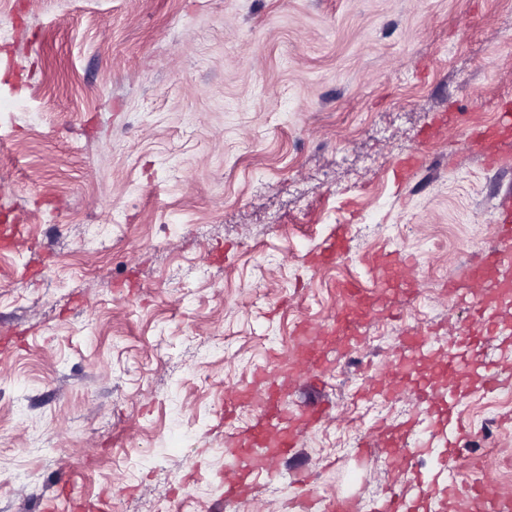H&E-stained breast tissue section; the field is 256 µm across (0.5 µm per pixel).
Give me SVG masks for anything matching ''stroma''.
I'll return each mask as SVG.
<instances>
[{"mask_svg":"<svg viewBox=\"0 0 512 512\" xmlns=\"http://www.w3.org/2000/svg\"><path fill=\"white\" fill-rule=\"evenodd\" d=\"M512 102V0H0V512H211L225 439L255 412L224 400L277 378L297 325L336 311L368 259L412 261L415 294L373 289L351 385L304 365L282 401L329 408L288 460L305 512H374L415 470L361 451L417 406L361 397L408 328L499 372L512 335L457 342L470 312L444 284L496 240L512 164L467 133ZM346 254L314 264L339 227ZM495 441L461 448L470 480L512 492V403ZM259 476L238 512H304Z\"/></svg>","mask_w":512,"mask_h":512,"instance_id":"stroma-1","label":"stroma"}]
</instances>
